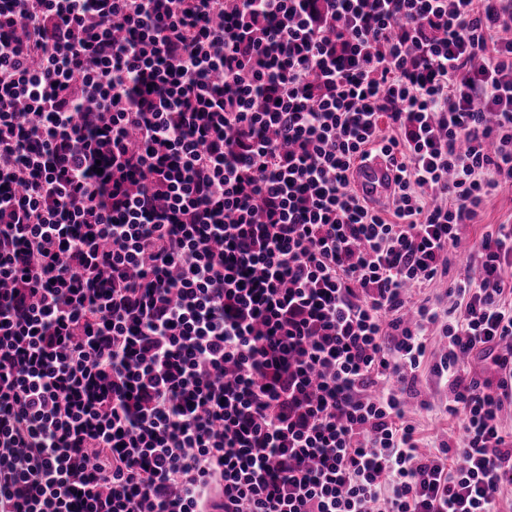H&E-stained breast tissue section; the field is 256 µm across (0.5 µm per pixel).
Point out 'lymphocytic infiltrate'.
Here are the masks:
<instances>
[{"label":"lymphocytic infiltrate","mask_w":512,"mask_h":512,"mask_svg":"<svg viewBox=\"0 0 512 512\" xmlns=\"http://www.w3.org/2000/svg\"><path fill=\"white\" fill-rule=\"evenodd\" d=\"M507 186L512 0H0V512H498ZM354 187L366 198L383 203L394 192V172L391 165L381 156L359 162L352 170ZM512 214V189L503 190L487 202L480 223L468 224L463 230L468 247L476 246L487 233L494 232L499 222L510 219ZM438 361L436 353L429 354L419 369L415 371L416 383L405 384L404 398L410 410V421L417 428V437L420 439V448L423 452L438 453V446L442 441L455 444L460 442L462 422L460 418L446 413L451 395L448 389L439 385L432 373V366ZM426 400L430 403L427 409L420 408V402Z\"/></svg>","instance_id":"lymphocytic-infiltrate-1"}]
</instances>
